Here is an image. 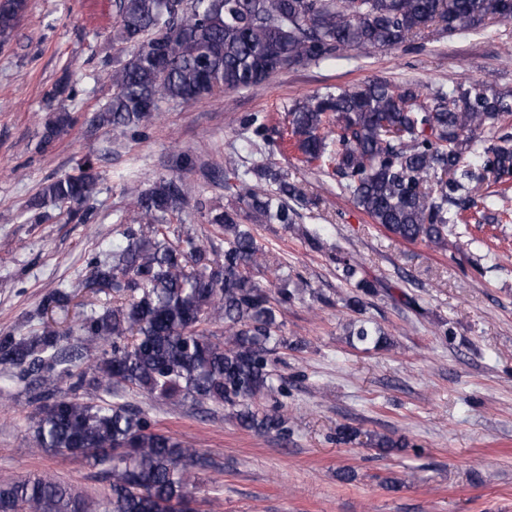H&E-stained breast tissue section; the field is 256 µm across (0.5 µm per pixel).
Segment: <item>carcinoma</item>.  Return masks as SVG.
<instances>
[{
  "instance_id": "obj_1",
  "label": "carcinoma",
  "mask_w": 512,
  "mask_h": 512,
  "mask_svg": "<svg viewBox=\"0 0 512 512\" xmlns=\"http://www.w3.org/2000/svg\"><path fill=\"white\" fill-rule=\"evenodd\" d=\"M109 38L120 55L106 77L112 97L90 122L96 128L148 125L163 102L189 104L224 91L253 88L281 70L304 63L369 55L425 38L436 27L467 35L493 20H512V0H114ZM28 0H0V48L7 45ZM512 115V94L488 81L423 92L415 84L377 80L363 87L315 94L288 110L280 144L320 170L352 198L372 223L407 243L448 251L461 225L512 221V136L496 130ZM76 122L64 106L45 125L48 148ZM264 168L224 170L250 211L268 224H294L288 200L300 189L283 177L277 191L260 194L249 175ZM488 180L498 190L480 193ZM98 174L86 161L34 196L87 223L84 208ZM192 187L180 176H161L134 194L138 229L123 232L127 245L107 261L93 258L89 276L112 291V306L95 309L61 332L41 321L24 333L0 332V395L39 384L31 418L32 446L81 457L105 483L102 498L74 492L39 476H0V512H195V478L213 462L199 450L155 428L148 413L107 398L131 387L145 397L177 405H222L239 425L258 434L287 435L282 406L261 408L275 390L272 355L294 349L278 313L305 289L271 290L251 276L264 256L235 210H212L207 223L224 231V254L208 257L203 241L169 239L167 217L180 211ZM329 259L354 281L343 307L352 315L348 336L362 346L392 345L364 317L374 282L358 276L360 264L341 252ZM72 293L55 289L45 310L70 305ZM221 324L223 334L211 330ZM97 350L84 370L76 361ZM383 456L409 447L404 439L376 435Z\"/></svg>"
}]
</instances>
